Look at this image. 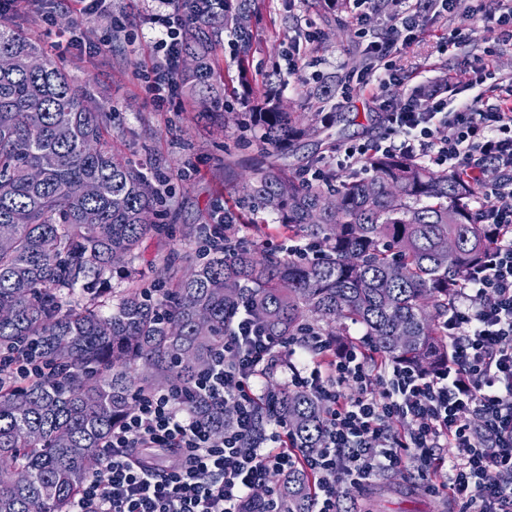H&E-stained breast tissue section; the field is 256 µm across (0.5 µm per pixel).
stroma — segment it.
<instances>
[{
    "instance_id": "35a3bbf8",
    "label": "stroma",
    "mask_w": 512,
    "mask_h": 512,
    "mask_svg": "<svg viewBox=\"0 0 512 512\" xmlns=\"http://www.w3.org/2000/svg\"><path fill=\"white\" fill-rule=\"evenodd\" d=\"M499 8V0H482L476 17L424 14L419 38L396 60L405 76L398 99L421 85L461 79L482 65L490 48L497 75L512 79V43L495 42L490 31ZM5 19L44 45L76 83L104 104L107 140L115 151L166 178L172 190L169 232L142 242L139 270L146 286L166 262L181 270L194 266L207 247L204 228L220 223L230 210L244 219L243 245L281 243L274 214H250L244 197V179L257 162L269 160L304 176L312 159L330 161L338 145L384 131L377 102L356 81L365 41L357 34L354 13L327 8L325 0H265L252 20L254 93L271 88L289 110L321 108L336 115L321 135L300 138L291 150L269 155L261 152L248 125V107L239 98H230V120L222 127L202 120L186 94L162 105L154 102L148 73L161 56L153 45L146 0H101L86 17L76 13L71 0H30ZM450 33L461 41L447 50L440 38ZM293 56L302 63L296 76L289 71ZM348 496L359 512H458L453 498L423 491L413 471L350 487Z\"/></svg>"
}]
</instances>
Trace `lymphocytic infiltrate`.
I'll list each match as a JSON object with an SVG mask.
<instances>
[{
	"label": "lymphocytic infiltrate",
	"instance_id": "lymphocytic-infiltrate-1",
	"mask_svg": "<svg viewBox=\"0 0 512 512\" xmlns=\"http://www.w3.org/2000/svg\"><path fill=\"white\" fill-rule=\"evenodd\" d=\"M157 2L151 23L163 63L151 88L162 104L178 90L184 22L174 0ZM375 2L354 0L367 39V65L357 79L380 90L389 134L337 147V168L394 152L463 173L477 181L482 221L493 227L483 262L456 289L443 323L447 367L424 374L326 336L279 339L240 316L189 397L159 390L137 399L113 428L104 462L71 512H247L251 493L267 485L271 472L298 467L314 476L312 512H341L338 483L360 486L410 465L425 492L447 491L460 512H512V86L491 83L487 60L467 80L468 101H458L449 83L428 88L429 108L412 96L394 106L393 90L403 83L394 53L415 38L422 11L453 15L469 4L423 0L421 8L403 7L381 37L369 32ZM489 169L495 180L486 179ZM275 367L288 387L312 392L326 410L323 442L313 452L292 447L282 420L256 432L261 381ZM191 399L232 407L231 421L214 432L190 413ZM394 418L402 429L390 428ZM447 447L453 456H443ZM147 448L177 449L181 463L158 467L144 456Z\"/></svg>",
	"mask_w": 512,
	"mask_h": 512
}]
</instances>
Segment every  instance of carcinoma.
<instances>
[{"instance_id": "carcinoma-1", "label": "carcinoma", "mask_w": 512, "mask_h": 512, "mask_svg": "<svg viewBox=\"0 0 512 512\" xmlns=\"http://www.w3.org/2000/svg\"><path fill=\"white\" fill-rule=\"evenodd\" d=\"M194 2H176L186 19L177 79L202 118L222 124L215 51L233 30L246 77L259 0H224L206 14ZM0 56L10 59L0 68V239L9 241L0 248V512H69L134 398L189 392L235 313L268 336L359 325L382 359L426 371L448 362V292L492 231L479 223L474 182L392 154L363 160L369 178L255 167L248 200L315 257L212 248L190 271L160 268L153 287L134 282L112 303L103 297L112 268H134L143 240L160 231L153 217L167 194L144 164L107 149L91 92L3 22ZM249 105L262 150H288L305 133L304 113L285 111L276 94ZM33 353L53 372L13 378L11 365ZM256 415L260 429L286 420L298 448L321 444L323 405L307 391L271 387ZM311 484L302 470L279 474L278 512H310Z\"/></svg>"}]
</instances>
